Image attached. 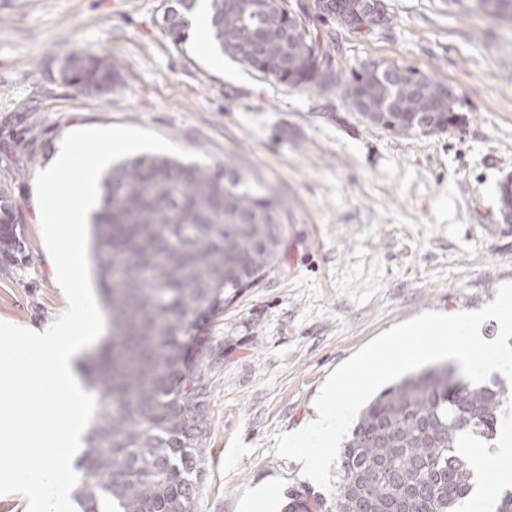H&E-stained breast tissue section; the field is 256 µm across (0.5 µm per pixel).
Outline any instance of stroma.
Wrapping results in <instances>:
<instances>
[{
  "mask_svg": "<svg viewBox=\"0 0 512 512\" xmlns=\"http://www.w3.org/2000/svg\"><path fill=\"white\" fill-rule=\"evenodd\" d=\"M388 28L342 33L337 71L372 60L452 86L456 129L397 136L338 90L277 84L197 41L162 32L163 0H0V183L22 215L31 261L0 270V320L49 328L68 302L45 249L35 176L71 128L128 125L217 165L232 158L285 211L283 253L209 326L224 357L210 373L198 512H241L266 487L330 498L275 453L274 437L316 418L327 376L370 340L427 311L492 302L512 282V21L479 0H386ZM110 55L112 93L63 84L67 54Z\"/></svg>",
  "mask_w": 512,
  "mask_h": 512,
  "instance_id": "obj_1",
  "label": "stroma"
}]
</instances>
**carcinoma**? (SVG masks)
<instances>
[{"mask_svg": "<svg viewBox=\"0 0 512 512\" xmlns=\"http://www.w3.org/2000/svg\"><path fill=\"white\" fill-rule=\"evenodd\" d=\"M176 21L161 20L177 46L190 38L199 0H165ZM494 18H512V0H480ZM214 49L271 81L340 90L353 110L393 134L424 133L419 116L447 128L456 103L421 76L414 92L360 67L343 78L332 62L336 16L309 14L287 0H207ZM307 26L311 36H288ZM317 57L326 63L316 73ZM119 73L107 55L65 57L62 83L108 94ZM93 217L97 276L111 334L88 356L83 373L102 392L103 409L88 431L76 467L81 512H197L196 493L207 428L210 371L219 348L207 325L242 289L275 265L283 245L281 201L232 161L224 167L142 155L102 179ZM501 210L512 212V179L498 184ZM29 261L9 185L0 183V267ZM505 384L467 380L446 364L410 375L359 413L340 450L336 495L288 492L286 512H378L418 494L420 512H461L476 475L463 449L497 433ZM359 472L372 474L366 485Z\"/></svg>", "mask_w": 512, "mask_h": 512, "instance_id": "cac0c4a2", "label": "carcinoma"}]
</instances>
